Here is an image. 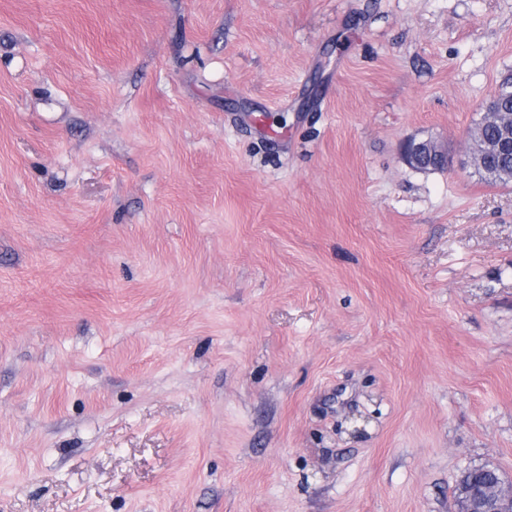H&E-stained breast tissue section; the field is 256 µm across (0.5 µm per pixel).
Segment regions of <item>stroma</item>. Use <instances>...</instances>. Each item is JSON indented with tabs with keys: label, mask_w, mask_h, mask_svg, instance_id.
I'll list each match as a JSON object with an SVG mask.
<instances>
[{
	"label": "stroma",
	"mask_w": 512,
	"mask_h": 512,
	"mask_svg": "<svg viewBox=\"0 0 512 512\" xmlns=\"http://www.w3.org/2000/svg\"><path fill=\"white\" fill-rule=\"evenodd\" d=\"M511 76L512 0H0V512L512 480ZM493 99H489L484 104L487 116L496 120L499 123L500 131L497 127L491 124H486L485 120L481 119L478 125L472 130L473 134L479 139L491 142L499 135L500 136L490 144V148L495 150L499 155H504L512 152V115L510 113L502 114L492 112ZM476 171L491 184L508 185L512 182V158L494 157L490 164L477 168Z\"/></svg>",
	"instance_id": "35a3bbf8"
}]
</instances>
